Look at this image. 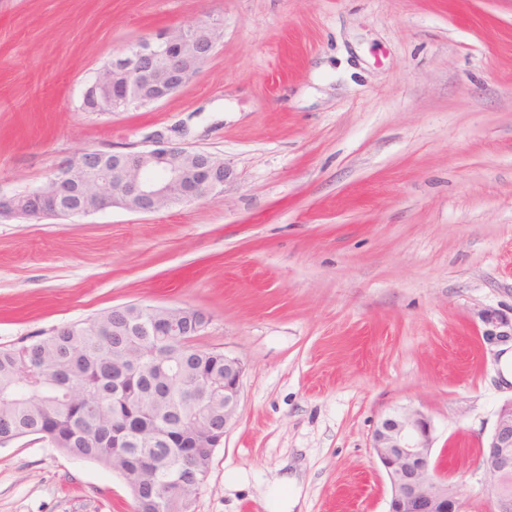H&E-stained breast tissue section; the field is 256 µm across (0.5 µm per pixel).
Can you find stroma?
Segmentation results:
<instances>
[{"mask_svg": "<svg viewBox=\"0 0 512 512\" xmlns=\"http://www.w3.org/2000/svg\"><path fill=\"white\" fill-rule=\"evenodd\" d=\"M223 37L169 99L86 112L127 46ZM223 158L221 195L141 214L0 219V348L116 306L190 308L241 359L238 421L194 512H387L371 435L406 407L491 512L476 465L512 399L478 314L512 308V0H0V199L88 150ZM0 512H133L125 480L34 436Z\"/></svg>", "mask_w": 512, "mask_h": 512, "instance_id": "obj_1", "label": "stroma"}]
</instances>
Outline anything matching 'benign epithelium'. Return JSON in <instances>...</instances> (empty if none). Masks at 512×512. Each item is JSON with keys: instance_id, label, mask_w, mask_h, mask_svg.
I'll return each instance as SVG.
<instances>
[{"instance_id": "benign-epithelium-1", "label": "benign epithelium", "mask_w": 512, "mask_h": 512, "mask_svg": "<svg viewBox=\"0 0 512 512\" xmlns=\"http://www.w3.org/2000/svg\"><path fill=\"white\" fill-rule=\"evenodd\" d=\"M222 32L207 20L170 28L115 55L86 87L84 97L102 90L112 111L164 101L186 86L215 52ZM227 170L214 154L158 141L135 152L89 150L80 165H61L46 186L30 192L32 204L0 202V213L26 219L52 215H90L108 208L150 214L224 192ZM117 322L156 329L185 338L188 349L209 318L182 309L162 319L155 307L140 306L138 320H127L125 307L112 309ZM479 334L495 361L512 350V313L487 308L479 313ZM242 361L224 355L223 420L210 427L209 448L217 447L238 418ZM434 426L428 415L408 408L387 414L372 434V450L390 485L388 512H461L462 486L448 484L447 470L433 457ZM493 512H512V399L499 408L493 432L479 455Z\"/></svg>"}]
</instances>
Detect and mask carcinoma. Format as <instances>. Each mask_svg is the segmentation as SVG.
Here are the masks:
<instances>
[{"label":"carcinoma","instance_id":"carcinoma-1","mask_svg":"<svg viewBox=\"0 0 512 512\" xmlns=\"http://www.w3.org/2000/svg\"><path fill=\"white\" fill-rule=\"evenodd\" d=\"M118 364L127 368L125 387L140 393L136 406L115 394ZM223 374L220 354L203 351L193 359L164 336L116 335L107 310L92 322L0 349V447L39 435L69 457L136 475L134 512H182L199 485L169 483L168 469L188 458L206 474L212 449L158 448L156 432L178 435L176 419L195 408L223 414ZM118 412L133 420L127 448L112 447Z\"/></svg>","mask_w":512,"mask_h":512}]
</instances>
